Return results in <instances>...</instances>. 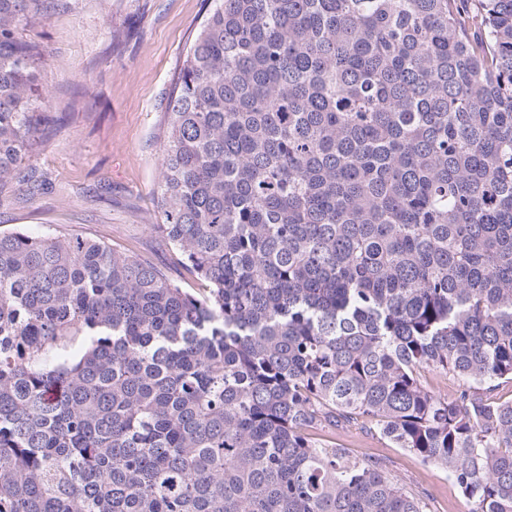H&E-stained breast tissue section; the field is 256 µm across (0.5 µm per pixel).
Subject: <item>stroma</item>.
<instances>
[{
    "instance_id": "35a3bbf8",
    "label": "stroma",
    "mask_w": 512,
    "mask_h": 512,
    "mask_svg": "<svg viewBox=\"0 0 512 512\" xmlns=\"http://www.w3.org/2000/svg\"><path fill=\"white\" fill-rule=\"evenodd\" d=\"M207 9V0H46L43 17L20 31L48 55L36 102L48 120L24 159L36 186L0 185L1 231L99 238L180 278L152 229L159 142L172 82ZM315 435L382 462L430 512H470L444 470L391 447L369 420Z\"/></svg>"
}]
</instances>
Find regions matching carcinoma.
<instances>
[{
    "label": "carcinoma",
    "instance_id": "1",
    "mask_svg": "<svg viewBox=\"0 0 512 512\" xmlns=\"http://www.w3.org/2000/svg\"><path fill=\"white\" fill-rule=\"evenodd\" d=\"M213 2L160 143L188 280L0 230V512H427L338 417L512 512V0ZM43 3L0 0V184Z\"/></svg>",
    "mask_w": 512,
    "mask_h": 512
}]
</instances>
